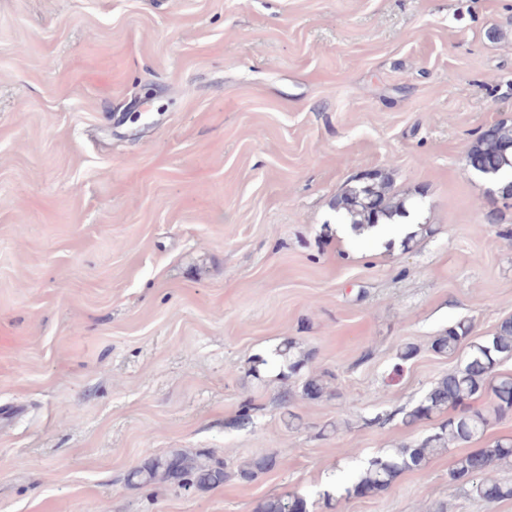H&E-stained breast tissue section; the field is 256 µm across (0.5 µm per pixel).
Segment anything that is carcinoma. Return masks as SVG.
<instances>
[{"mask_svg": "<svg viewBox=\"0 0 512 512\" xmlns=\"http://www.w3.org/2000/svg\"><path fill=\"white\" fill-rule=\"evenodd\" d=\"M468 166L489 181L508 177L512 187V122L495 123L485 128L467 152ZM333 209L344 222L362 230L374 224H388L408 213V200L391 192L389 181L381 175L345 189L336 197ZM472 325L460 321L438 336L431 348L438 354L451 355L470 338ZM280 378L288 381L308 367L313 354L302 351L293 341L276 349ZM512 358V316L501 320L495 332L473 345L464 363L436 381L422 399L409 409H400L401 423L413 427L424 420L450 412L434 431L414 446H405L386 458H374L346 488V498L374 495L387 489L402 473L421 469L427 460L449 451L454 445L481 437L495 423L512 417V374L500 372V364ZM334 375L326 372L307 378L300 396L320 400L332 394ZM488 395L489 405L473 408L470 401ZM280 464L274 453L259 454L239 463L213 453H189L173 450L163 457H153L132 469L127 483L146 487L164 484L174 494L205 490L224 485L230 478L250 484L259 475ZM512 466V439L494 441L486 448L453 459L449 479L469 485L471 494L487 503L512 499V483L489 476L495 468ZM315 503L297 493L285 492L261 500L255 512H312Z\"/></svg>", "mask_w": 512, "mask_h": 512, "instance_id": "obj_1", "label": "carcinoma"}]
</instances>
